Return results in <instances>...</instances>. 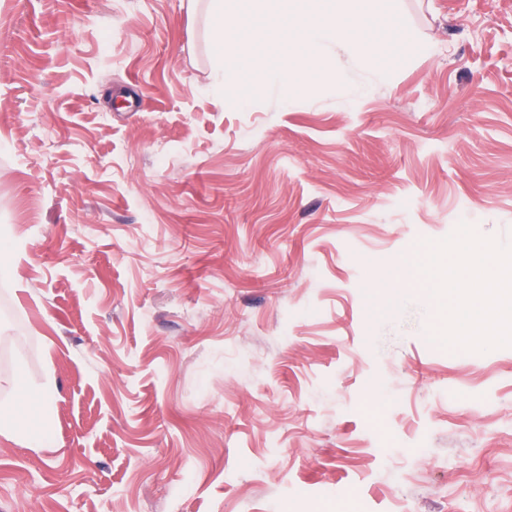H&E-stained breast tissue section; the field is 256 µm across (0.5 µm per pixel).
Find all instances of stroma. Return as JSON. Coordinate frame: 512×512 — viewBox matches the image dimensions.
Segmentation results:
<instances>
[{"label":"stroma","mask_w":512,"mask_h":512,"mask_svg":"<svg viewBox=\"0 0 512 512\" xmlns=\"http://www.w3.org/2000/svg\"><path fill=\"white\" fill-rule=\"evenodd\" d=\"M386 2L286 105L188 0H0V379L54 386L0 512H512V344L416 251L512 255V0Z\"/></svg>","instance_id":"stroma-1"}]
</instances>
